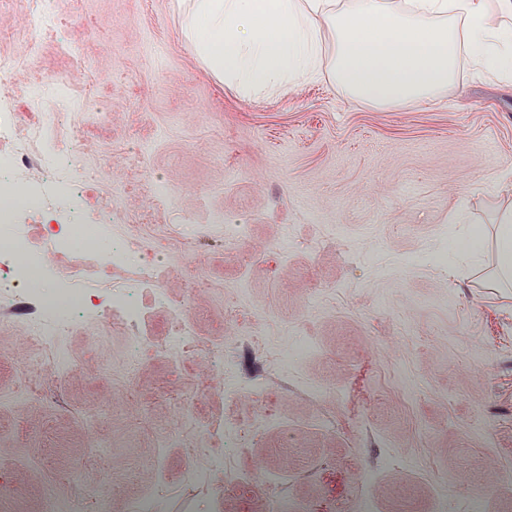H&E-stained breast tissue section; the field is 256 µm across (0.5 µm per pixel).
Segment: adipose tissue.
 <instances>
[{
  "mask_svg": "<svg viewBox=\"0 0 512 512\" xmlns=\"http://www.w3.org/2000/svg\"><path fill=\"white\" fill-rule=\"evenodd\" d=\"M512 0H193L183 32L227 88L277 95L326 78L361 104L431 100L461 59L489 82L512 81ZM472 262L493 250L488 287L512 288V206L495 243L467 235Z\"/></svg>",
  "mask_w": 512,
  "mask_h": 512,
  "instance_id": "ef3b65f1",
  "label": "adipose tissue"
}]
</instances>
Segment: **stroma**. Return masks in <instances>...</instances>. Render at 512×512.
Segmentation results:
<instances>
[{
    "label": "stroma",
    "mask_w": 512,
    "mask_h": 512,
    "mask_svg": "<svg viewBox=\"0 0 512 512\" xmlns=\"http://www.w3.org/2000/svg\"><path fill=\"white\" fill-rule=\"evenodd\" d=\"M190 0H52L58 38L0 10V75L19 126L58 115L45 148L60 150L86 181L85 223L106 222L104 242L143 225L158 247L160 284L184 300L199 335L219 347L172 373L147 352L135 383L123 357L132 337L97 317L60 337L63 367L39 365L40 345L0 321V497L8 512H45L48 494L79 499L112 469V512H129L165 472L160 512H268L189 480L207 458L179 445L155 468V430L178 423L158 393L193 398L206 420L248 412L225 379L257 376L279 399L286 430L269 429L224 463L257 476L291 466L282 493L305 504L331 491L359 512L361 480L374 477L376 512H447L480 494L484 512H512V308L472 285L456 243L488 233L512 194V83L460 64L454 87L428 103L379 110L330 80L274 97L227 89L182 34ZM77 44L80 59L60 42ZM123 205L103 206L110 193ZM469 224L450 223L459 198ZM249 236L224 244V227ZM288 264L275 268L271 250ZM251 261L241 287L240 258ZM201 281L192 290L191 281ZM247 311L278 344L312 336L313 355L280 367L266 349L234 342L225 308ZM66 407L24 395L22 364ZM322 387L310 397L308 386ZM369 425L352 428L355 412Z\"/></svg>",
    "instance_id": "35a3bbf8"
}]
</instances>
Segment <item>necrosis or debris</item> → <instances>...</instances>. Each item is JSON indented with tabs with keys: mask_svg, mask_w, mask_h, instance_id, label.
I'll use <instances>...</instances> for the list:
<instances>
[{
	"mask_svg": "<svg viewBox=\"0 0 512 512\" xmlns=\"http://www.w3.org/2000/svg\"><path fill=\"white\" fill-rule=\"evenodd\" d=\"M55 124L56 117L50 113L40 123L22 128L16 125L13 112L0 109V142L9 145L6 155H0V310L26 307L27 315L14 318V327L25 330L42 345L46 361L60 363L55 337L64 335L91 313L85 285L104 284L106 262L124 266L128 286L114 287L111 304L100 309L98 315L110 321L113 329L134 337V344L124 356L127 376L132 379L140 370L143 353L153 347L152 341L140 334L144 313L134 288L154 283L157 269L137 259L127 243L103 250L97 225L76 223L75 215L85 198V183L74 176L59 154L40 148L46 132ZM33 170L39 171V179L30 178ZM54 202L66 214L65 236L48 229L35 238L28 225L18 223L20 210L40 219ZM154 302L167 311L172 323L168 347L174 352L175 363L206 350L207 344L200 339L194 319L182 302L171 299L160 287L155 290ZM224 393L232 399L249 394L256 406L232 422L202 423L193 416L191 401L175 390H165V400L180 428L161 432L158 450H166L188 436L195 447L212 453L220 464L224 461L223 448L245 451L258 433L283 428L277 399L264 391L260 379L225 387Z\"/></svg>",
	"mask_w": 512,
	"mask_h": 512,
	"instance_id": "4bbe7bcc",
	"label": "necrosis or debris"
}]
</instances>
